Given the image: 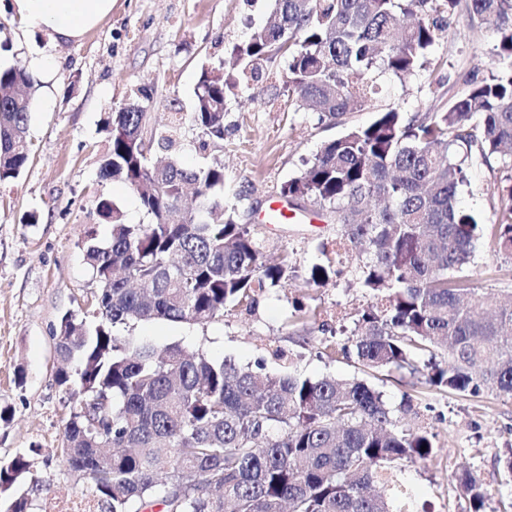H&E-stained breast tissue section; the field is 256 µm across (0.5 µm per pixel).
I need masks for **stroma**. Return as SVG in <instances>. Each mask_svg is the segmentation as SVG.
<instances>
[{"instance_id":"obj_1","label":"stroma","mask_w":512,"mask_h":512,"mask_svg":"<svg viewBox=\"0 0 512 512\" xmlns=\"http://www.w3.org/2000/svg\"><path fill=\"white\" fill-rule=\"evenodd\" d=\"M270 12V0H112V12L100 25L67 42L21 22L11 0H0V67L25 68L37 82L29 162L19 178L0 183V408L11 411L9 421L0 420V464L29 453L43 479L35 512L61 498L90 494L89 481L58 454L69 409L54 380L53 330L64 313L88 308L98 291L84 262L87 239L104 242L111 233L98 215V202L111 201L125 223L149 220L127 184L99 176L108 150L103 120L134 96L153 128L182 116L176 151L185 165L223 160L224 200L235 205L237 223L263 242L268 258L288 254L294 271L281 287L256 295L251 309L203 327L141 322L131 335L161 346L179 341L241 364L269 359L280 347L305 375L366 379L393 405L403 392L414 391L415 410L401 415L400 425L434 435L431 460L402 465L419 512H467L466 496L451 481L458 469L476 470L493 488L500 482L496 459L512 445V400L431 390L404 371L368 375L356 359L318 357L320 340L350 336L370 298L345 276L319 285L310 280L319 244L335 240L337 230L314 207L281 224L267 220L282 187L346 127L370 123L389 107L408 118L424 116L462 94L464 79L489 78L499 49L497 30L459 11L433 48L440 67L402 83L386 82L382 96L348 114L342 126L321 123L308 109L281 111L288 69L285 60H275L261 78L228 97L224 139L206 143L189 119L201 69L219 66L225 46L246 40ZM45 59L53 61L52 69L38 68ZM468 180L461 207L480 223H491L501 207L495 172L482 164L469 169ZM467 275L472 287L512 295V260L484 244H477ZM300 305L320 310V322L289 325Z\"/></svg>"}]
</instances>
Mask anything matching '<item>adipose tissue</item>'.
Returning a JSON list of instances; mask_svg holds the SVG:
<instances>
[{
  "label": "adipose tissue",
  "mask_w": 512,
  "mask_h": 512,
  "mask_svg": "<svg viewBox=\"0 0 512 512\" xmlns=\"http://www.w3.org/2000/svg\"><path fill=\"white\" fill-rule=\"evenodd\" d=\"M23 22L47 29L55 38H81L112 11V0H13Z\"/></svg>",
  "instance_id": "1"
}]
</instances>
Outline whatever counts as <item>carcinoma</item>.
<instances>
[{
    "mask_svg": "<svg viewBox=\"0 0 512 512\" xmlns=\"http://www.w3.org/2000/svg\"><path fill=\"white\" fill-rule=\"evenodd\" d=\"M461 0H274L273 17L247 42L225 48L233 68L204 67L190 120L224 140L228 93L257 67L284 58L288 106L336 125L382 90L434 63L432 51ZM469 18L496 22L495 73L448 106L407 120L395 108L327 142L282 193L328 212L341 225L311 268L317 283L341 276L346 256L366 249L352 284L373 302L351 337L319 355L356 357L372 372L406 369L439 389L512 400V303L480 292L463 275L476 243L512 259V0H466ZM34 79L0 68V182L17 179L30 156ZM144 106L131 102L105 121L109 151L100 176L121 179L150 220L127 224L102 199L112 225L85 259L98 283L93 308L66 313L54 333L57 386L69 419L61 447L87 476L104 512H410L394 462L426 461L434 435L399 428L397 407L359 379L271 373L180 342L160 349L120 329L145 320L206 325L287 278L289 261L268 264L260 241L219 198L224 164L196 168L172 156L151 161ZM177 127L151 133L173 149ZM496 158L510 204L491 224L458 207L474 163ZM447 344L448 361L436 360ZM426 451H421V446ZM512 485V447L498 456ZM469 512L493 492L472 469L452 475ZM18 483L6 512H31L41 481L25 452L0 466V490Z\"/></svg>",
    "mask_w": 512,
    "mask_h": 512,
    "instance_id": "obj_1",
    "label": "carcinoma"
}]
</instances>
